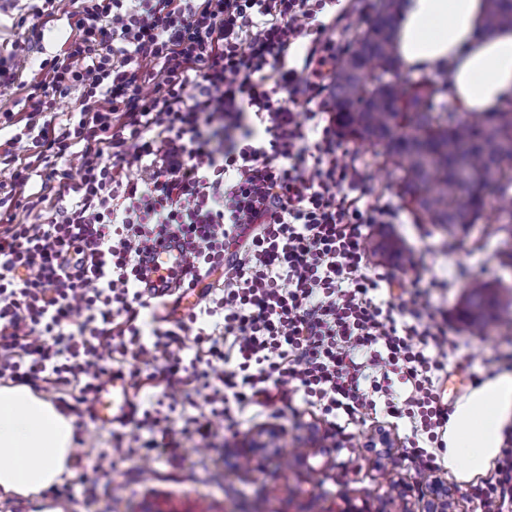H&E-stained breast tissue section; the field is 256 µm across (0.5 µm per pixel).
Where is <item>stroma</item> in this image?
I'll return each mask as SVG.
<instances>
[{
    "instance_id": "35a3bbf8",
    "label": "stroma",
    "mask_w": 512,
    "mask_h": 512,
    "mask_svg": "<svg viewBox=\"0 0 512 512\" xmlns=\"http://www.w3.org/2000/svg\"><path fill=\"white\" fill-rule=\"evenodd\" d=\"M73 36L66 18L43 26L39 43L30 52L31 70L20 83L0 87V111L23 117L33 67L54 56ZM341 163L358 172L357 192L367 203L375 200L398 204L393 224L366 228L367 238L389 236L401 241L402 257L385 260L369 257L370 267L380 268L400 289L403 300L419 297L425 314L447 323L448 379L444 400L455 403L471 386L503 370L512 371V309L508 323L477 335L458 317L461 299L471 281L501 284V293L512 298V275H504L498 257L501 237L487 219H480L455 235L429 224L414 223L400 207L399 186L383 163L377 146L339 141ZM114 367L133 372L129 394L141 408L159 407L173 420L200 411L195 394L181 384L155 385L152 376L160 365L131 357H115ZM387 415L384 409L347 425L339 440L328 438L329 424L319 411L291 392L265 406L250 405L236 411L233 421L214 428L207 443L182 440L146 458L113 459L110 470L97 469L98 459L112 446L110 427L89 414L74 415L75 445L79 456L70 459L63 483L71 484V497L44 491L36 496L0 498V512H253L255 492H262L265 512H331L332 508L370 505L383 507L391 487L403 484L418 504L428 481L404 453L410 436L407 420L390 429L389 448L375 453L368 438Z\"/></svg>"
}]
</instances>
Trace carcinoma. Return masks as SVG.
Returning a JSON list of instances; mask_svg holds the SVG:
<instances>
[{"label": "carcinoma", "instance_id": "carcinoma-1", "mask_svg": "<svg viewBox=\"0 0 512 512\" xmlns=\"http://www.w3.org/2000/svg\"><path fill=\"white\" fill-rule=\"evenodd\" d=\"M400 0H374L364 35L354 38L336 63L329 88L336 135L371 141L399 172L400 197L418 223L453 235L478 221L512 191V107L469 120L448 101V82L413 79L401 72L395 53ZM485 30L512 28V0H487ZM501 229V255L512 268V208ZM382 257L402 252L392 239L374 240ZM504 303L493 285L469 286L459 318L470 331H485Z\"/></svg>", "mask_w": 512, "mask_h": 512}]
</instances>
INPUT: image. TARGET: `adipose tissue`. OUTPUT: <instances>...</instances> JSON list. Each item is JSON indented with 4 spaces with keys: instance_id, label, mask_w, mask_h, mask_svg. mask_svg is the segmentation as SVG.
I'll list each match as a JSON object with an SVG mask.
<instances>
[{
    "instance_id": "ef3b65f1",
    "label": "adipose tissue",
    "mask_w": 512,
    "mask_h": 512,
    "mask_svg": "<svg viewBox=\"0 0 512 512\" xmlns=\"http://www.w3.org/2000/svg\"><path fill=\"white\" fill-rule=\"evenodd\" d=\"M485 0H407L396 52L420 73L448 72V97L464 112L512 101V29L484 34ZM512 427V372L460 397L442 432L441 461L456 481L484 476ZM69 417L24 386H0V493L29 496L60 482L73 446Z\"/></svg>"
}]
</instances>
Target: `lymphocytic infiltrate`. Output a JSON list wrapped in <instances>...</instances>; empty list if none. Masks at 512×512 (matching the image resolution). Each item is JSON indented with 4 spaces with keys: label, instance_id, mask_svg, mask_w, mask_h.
Instances as JSON below:
<instances>
[{
    "label": "lymphocytic infiltrate",
    "instance_id": "obj_1",
    "mask_svg": "<svg viewBox=\"0 0 512 512\" xmlns=\"http://www.w3.org/2000/svg\"><path fill=\"white\" fill-rule=\"evenodd\" d=\"M336 0H43L37 19H71L67 47L43 60L19 133L0 144L13 187L48 168L46 192L19 207L56 210L48 224L0 228V378L17 385L77 384L74 402L99 389L113 354L163 362L202 398L205 410L174 428L143 411L149 437L114 434L113 458L147 456L178 437L207 440L231 405L245 406L298 382L324 416L358 419L385 399L387 416L408 418L406 448L436 472L430 444L448 421L439 392L448 330L425 321L418 300L375 302L363 226L389 224V203L350 196L351 169L336 159L327 122L326 78L343 47ZM80 89L67 123L45 120L56 97ZM218 121L225 147L204 137ZM74 157L80 179L53 160ZM146 176L129 179L127 159ZM73 203L59 208L66 196ZM187 255L165 284L193 288L223 270L220 297L230 344L212 340L205 364L183 362V322L139 325L149 302L141 283L163 241ZM409 383L402 403L392 380ZM490 505L512 501V448L469 491Z\"/></svg>",
    "mask_w": 512,
    "mask_h": 512
}]
</instances>
